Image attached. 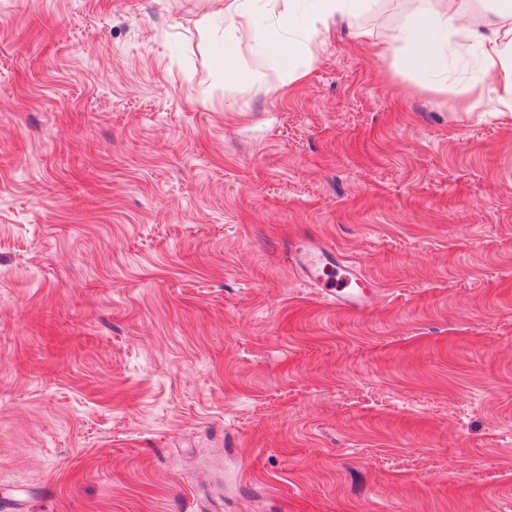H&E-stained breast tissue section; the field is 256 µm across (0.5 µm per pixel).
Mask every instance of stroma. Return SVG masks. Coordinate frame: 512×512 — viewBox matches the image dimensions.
<instances>
[{
	"instance_id": "stroma-1",
	"label": "stroma",
	"mask_w": 512,
	"mask_h": 512,
	"mask_svg": "<svg viewBox=\"0 0 512 512\" xmlns=\"http://www.w3.org/2000/svg\"><path fill=\"white\" fill-rule=\"evenodd\" d=\"M416 6L228 82L209 0H0V512H512V112Z\"/></svg>"
}]
</instances>
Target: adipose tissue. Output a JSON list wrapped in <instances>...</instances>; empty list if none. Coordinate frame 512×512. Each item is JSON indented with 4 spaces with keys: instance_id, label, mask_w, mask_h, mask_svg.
I'll use <instances>...</instances> for the list:
<instances>
[{
    "instance_id": "ef3b65f1",
    "label": "adipose tissue",
    "mask_w": 512,
    "mask_h": 512,
    "mask_svg": "<svg viewBox=\"0 0 512 512\" xmlns=\"http://www.w3.org/2000/svg\"><path fill=\"white\" fill-rule=\"evenodd\" d=\"M213 14L223 16L231 33L230 53L224 56V76L232 78L234 59L250 53L259 41L253 0H211ZM297 9L289 0H266L267 11L278 14L284 32L270 51L284 62L313 57L320 26L335 16L353 18L370 7V0H304ZM466 0H420L412 16L395 27L392 47L400 51L406 67L435 78L447 75L449 60L465 46L478 52L480 76L471 82L470 96L488 101L493 111L512 112V0H492L489 11L469 13Z\"/></svg>"
}]
</instances>
